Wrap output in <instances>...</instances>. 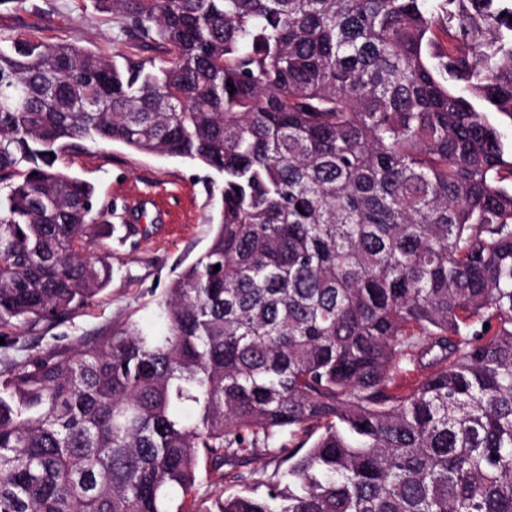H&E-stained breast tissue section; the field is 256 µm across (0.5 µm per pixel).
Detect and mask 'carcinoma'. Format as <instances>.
<instances>
[{
	"label": "carcinoma",
	"mask_w": 512,
	"mask_h": 512,
	"mask_svg": "<svg viewBox=\"0 0 512 512\" xmlns=\"http://www.w3.org/2000/svg\"><path fill=\"white\" fill-rule=\"evenodd\" d=\"M93 2L164 56L0 36V336L112 278L62 154L203 165L222 208L164 331L0 371V512H183L259 446L287 468L199 512H512V0Z\"/></svg>",
	"instance_id": "obj_1"
}]
</instances>
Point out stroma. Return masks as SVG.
<instances>
[{
  "label": "stroma",
  "instance_id": "stroma-1",
  "mask_svg": "<svg viewBox=\"0 0 512 512\" xmlns=\"http://www.w3.org/2000/svg\"><path fill=\"white\" fill-rule=\"evenodd\" d=\"M112 16L91 0H0V35L44 43L77 40L106 56L131 52L114 40ZM93 183L111 235L86 244L84 254L112 267L108 286L88 305L53 322L12 330L0 346V371L51 347L74 348L132 323L156 326V301L171 280L208 247L222 183L213 170L175 157L142 154L120 144H87L65 157Z\"/></svg>",
  "mask_w": 512,
  "mask_h": 512
}]
</instances>
